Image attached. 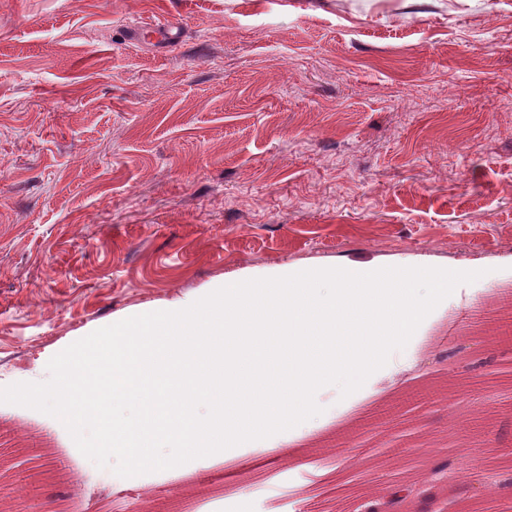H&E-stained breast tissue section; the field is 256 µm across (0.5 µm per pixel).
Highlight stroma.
<instances>
[{
  "label": "stroma",
  "mask_w": 512,
  "mask_h": 512,
  "mask_svg": "<svg viewBox=\"0 0 512 512\" xmlns=\"http://www.w3.org/2000/svg\"><path fill=\"white\" fill-rule=\"evenodd\" d=\"M178 28L163 45L135 23ZM512 0H0V387L73 342L252 268L421 261L453 292L377 393L114 484L63 423L0 404L42 512H353L452 456L431 508L512 512ZM204 474L207 493L175 489Z\"/></svg>",
  "instance_id": "35a3bbf8"
}]
</instances>
